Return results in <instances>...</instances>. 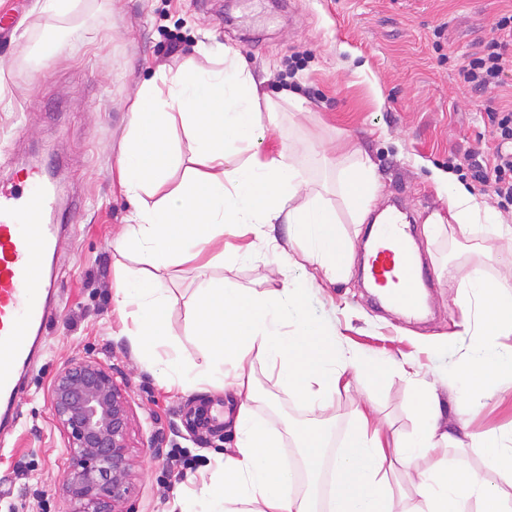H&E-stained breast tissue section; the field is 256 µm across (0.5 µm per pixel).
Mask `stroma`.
I'll list each match as a JSON object with an SVG mask.
<instances>
[{
    "label": "stroma",
    "mask_w": 512,
    "mask_h": 512,
    "mask_svg": "<svg viewBox=\"0 0 512 512\" xmlns=\"http://www.w3.org/2000/svg\"><path fill=\"white\" fill-rule=\"evenodd\" d=\"M510 11L512 0H73L67 13L55 14L39 0H0V186H15L16 171L32 163L56 164L68 226L54 261L58 308L41 353L22 375L18 423L0 435V512H71L50 389L73 357L111 364L127 385L138 472L128 512H168L176 495L209 481L216 455L235 445L232 393L163 385L159 369L132 353L133 320L120 317L111 299L117 275L151 271L141 254L113 246L132 209L112 176L131 103L144 83L185 63L210 67L209 51L218 46L238 51L261 93L277 101L281 128L258 136V149L272 155L290 148L310 188L335 208L343 236L359 243L368 232L353 223L336 181L352 145L376 166L379 207L397 199L413 217L432 280L426 318L376 306L356 273L309 294L311 319L335 330L346 351L382 362L351 377L349 389L337 395L336 429L348 432L354 402L368 396L387 433L406 437L415 425L418 387L431 383L455 438L449 464L484 472V449L471 447L464 433L511 423L512 395L469 407L447 384L471 344L455 333L461 319L455 300L478 254L448 232L427 238L423 222L446 207L434 175L447 172L449 154L490 139L487 108L512 105V72L485 94L471 91L459 74L495 20ZM51 38L59 43L53 51L46 47ZM286 90L303 100L305 116L292 115L281 98ZM254 240L251 234L228 238L229 252L210 249L208 268L190 262L178 279L165 281L172 307L160 360L205 363L206 346L185 326L200 279L257 293L280 286L287 273L272 251L235 257L234 247ZM402 353L414 360L410 372L391 365ZM254 376L261 393L254 411L281 432L285 459L299 466L290 430L318 425L320 417L284 393L269 367L256 366ZM201 408L218 413L217 427H193Z\"/></svg>",
    "instance_id": "obj_1"
}]
</instances>
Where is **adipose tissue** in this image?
Here are the masks:
<instances>
[{
	"mask_svg": "<svg viewBox=\"0 0 512 512\" xmlns=\"http://www.w3.org/2000/svg\"><path fill=\"white\" fill-rule=\"evenodd\" d=\"M181 125L190 142L191 176L167 189L173 156L169 149L172 126ZM274 109H262L258 85L238 53H225L217 68L188 65L158 83L144 84L130 112L128 132L116 160V177L135 207L115 241L120 251H135L169 279L182 266L202 259L208 245L225 235L251 231L265 248L274 249L289 267L305 260L301 278L284 279L265 293L225 288L208 279L200 282L187 327L190 335L209 347L202 371L168 364L169 383L206 384L231 389L239 399L234 417L236 446L217 461L213 486L174 500L170 512H395L388 473L393 462L412 465L432 459L416 472L411 492L414 512H512V500H502L501 484L512 486V426L494 434L469 433L474 447L485 449L487 472L476 474L449 466L440 457L451 435L443 421L436 391L424 390L415 408V429L406 438L389 439L371 417V399L357 402L355 427L348 445L334 463L327 496L317 498L325 464V436L315 429L297 437L311 488L294 493L297 474L282 460L277 429L257 420L254 369L276 371L284 393L300 398L312 411L326 413L344 386L347 375L365 369L370 355H346L334 331L315 323L306 313L310 289L348 280L351 239L336 229V211L308 187L289 151L260 154L255 148L258 129L276 128ZM241 158L234 169L225 166L227 153ZM339 175L354 223L368 218L376 200L377 176L369 156L360 149ZM436 180L447 200L446 212H433L426 221L429 234L456 224L461 235L483 226L494 251L512 252V225L479 202L463 185L446 174ZM289 227L287 246H279L268 226ZM458 299L462 319L459 333L478 339V350L453 374L450 389L468 405L512 391V347L499 344L512 334V271L495 277L474 267ZM116 309H134L135 329L129 335L133 354L155 362L166 342L170 298L148 276H127L115 284ZM297 329L287 337L285 321Z\"/></svg>",
	"mask_w": 512,
	"mask_h": 512,
	"instance_id": "obj_1",
	"label": "adipose tissue"
}]
</instances>
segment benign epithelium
Wrapping results in <instances>:
<instances>
[{"label": "benign epithelium", "instance_id": "1", "mask_svg": "<svg viewBox=\"0 0 512 512\" xmlns=\"http://www.w3.org/2000/svg\"><path fill=\"white\" fill-rule=\"evenodd\" d=\"M69 462L63 491L72 512H123L134 490V415L126 386L95 358L69 360L51 387Z\"/></svg>", "mask_w": 512, "mask_h": 512}]
</instances>
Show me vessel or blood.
Returning a JSON list of instances; mask_svg holds the SVG:
<instances>
[{
  "label": "vessel or blood",
  "instance_id": "obj_1",
  "mask_svg": "<svg viewBox=\"0 0 512 512\" xmlns=\"http://www.w3.org/2000/svg\"><path fill=\"white\" fill-rule=\"evenodd\" d=\"M57 197L54 183L37 170L18 186L0 187V415L9 421L18 415V370L31 362L53 297L49 257L58 238L51 220ZM368 273L390 306L420 309L429 277L402 217L376 226Z\"/></svg>",
  "mask_w": 512,
  "mask_h": 512
}]
</instances>
